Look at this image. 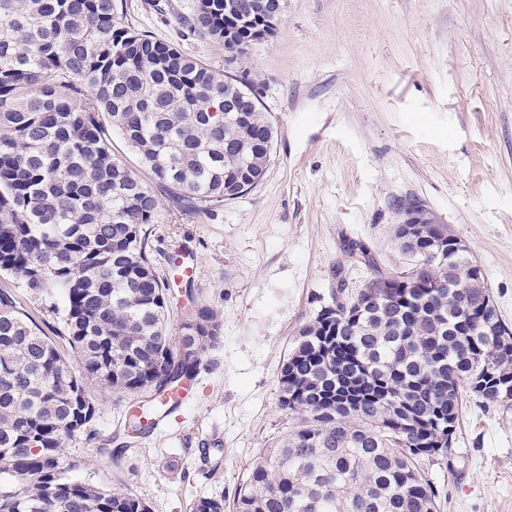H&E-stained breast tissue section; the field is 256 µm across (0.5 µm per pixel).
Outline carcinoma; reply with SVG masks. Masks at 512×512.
<instances>
[{
  "label": "carcinoma",
  "instance_id": "cac0c4a2",
  "mask_svg": "<svg viewBox=\"0 0 512 512\" xmlns=\"http://www.w3.org/2000/svg\"><path fill=\"white\" fill-rule=\"evenodd\" d=\"M204 0L189 27L243 48L266 34ZM117 0H0V274L64 296L65 354L0 289V512H151L138 497L67 477L63 448L91 425V385L158 398L195 381L220 340V310L203 302L170 334V286L150 254L161 197L208 213L257 186L276 131L258 105L224 112L225 76L174 45L116 20ZM117 130L140 163L116 157ZM424 224L395 237L405 272L337 291L304 325L283 362L279 406L299 422L236 488L193 512H438L418 461L462 391L512 406V329L478 271ZM347 251L371 269L360 242ZM200 331L195 358L178 355Z\"/></svg>",
  "mask_w": 512,
  "mask_h": 512
}]
</instances>
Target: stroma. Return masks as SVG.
I'll return each instance as SVG.
<instances>
[{"mask_svg": "<svg viewBox=\"0 0 512 512\" xmlns=\"http://www.w3.org/2000/svg\"><path fill=\"white\" fill-rule=\"evenodd\" d=\"M195 0H123L121 24L174 43L210 68L254 81L276 130L261 183L213 214L165 202L153 262L168 278L174 246L192 251L196 298L223 315L194 400L159 435L134 442L120 468L101 453L121 436L133 398L91 387L98 415L64 449L71 479L192 512L232 498L265 449L296 427L278 405L279 374L299 330L338 282L357 293L379 269L411 259L393 241L394 199L412 196L467 246L512 326V0H284L276 30L246 55L180 22ZM45 332L48 294L12 276ZM440 512H512V406L467 396L448 455L423 459Z\"/></svg>", "mask_w": 512, "mask_h": 512, "instance_id": "35a3bbf8", "label": "stroma"}]
</instances>
